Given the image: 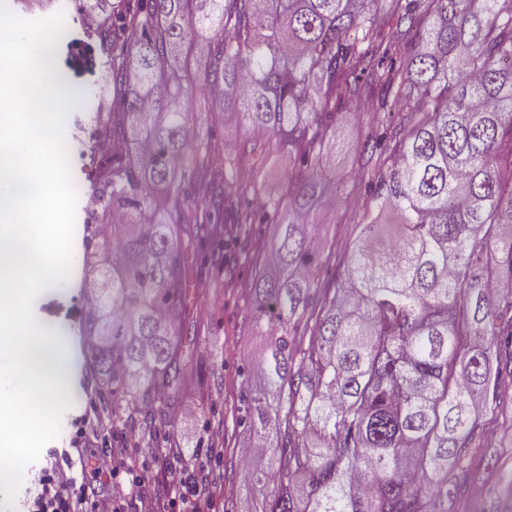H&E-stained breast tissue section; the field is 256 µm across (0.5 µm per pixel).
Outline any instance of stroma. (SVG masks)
Returning <instances> with one entry per match:
<instances>
[{"mask_svg":"<svg viewBox=\"0 0 512 512\" xmlns=\"http://www.w3.org/2000/svg\"><path fill=\"white\" fill-rule=\"evenodd\" d=\"M21 18L44 19L63 12L64 25L70 38L55 51L57 69L63 78L89 98L82 108L68 112L65 137L77 142L69 154L73 182L85 188L77 199L72 254L80 256L84 248V224L89 199L88 187L95 184L105 171V162L95 145L100 132L94 122L98 112L112 109L111 68L101 52L94 29L88 28L81 13L75 11L72 0H0ZM210 96L198 93L188 101L195 110V138L221 141L222 157H239L235 169L238 178L247 180L255 173L264 176L262 200L282 199L290 179L299 177L302 170L288 155L266 157L261 165L243 158L242 146L251 140L247 128L230 131L224 125L222 107L204 109ZM374 115L344 105L338 121L355 148L338 156L327 173L332 186L324 206L313 219L315 235L343 254L356 235L355 224L368 199L362 174L369 169L366 155L357 150V143L374 132ZM262 200H249L254 211H261ZM276 236L275 224L256 227L255 241L227 245L231 256L229 269L211 265L199 266L192 279L199 288L185 309L179 312L176 326L181 331L192 360L186 367L188 381L180 395L179 407L194 406L196 414L187 420L173 423L158 422L155 429L145 430L138 416L115 409L111 395L103 388L96 373L71 372L66 376L68 387H82L84 399L72 404L61 419L59 436L46 444L37 463L29 472L49 466L75 445L84 422L97 424L100 437L109 446L129 449L133 474L143 482L135 493L127 496L125 512H141V500L146 496L162 495L170 464L189 468L205 462L204 450L211 444L212 434H219L223 452L219 459L209 462L218 486L224 490L219 498L220 512H263L272 493L271 486L252 481L238 467L240 448L254 439L243 423L242 397L247 385V368L260 360L268 339L252 329L248 312L253 306L251 282L256 270L255 242L272 245ZM86 289L79 285L51 288L43 292L34 304V314L40 323L65 322L79 326L87 316ZM490 445L476 449L472 458L475 479L472 490L459 495L450 512H490L507 493L503 473L512 472V429L491 424Z\"/></svg>","mask_w":512,"mask_h":512,"instance_id":"35a3bbf8","label":"stroma"}]
</instances>
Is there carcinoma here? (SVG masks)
I'll list each match as a JSON object with an SVG mask.
<instances>
[{
	"instance_id": "1",
	"label": "carcinoma",
	"mask_w": 512,
	"mask_h": 512,
	"mask_svg": "<svg viewBox=\"0 0 512 512\" xmlns=\"http://www.w3.org/2000/svg\"><path fill=\"white\" fill-rule=\"evenodd\" d=\"M388 15L392 35L375 0H117L99 18L112 111L95 221L112 255L84 242L95 306L82 334L102 341L79 364L109 376L117 406L150 427L183 388L184 341L165 316L186 303L187 225L223 244L258 223L243 202L262 182L235 177L234 158L213 168L211 141L190 149L198 45L224 111L309 171L288 204L265 203L275 269L251 284L269 343L243 421L276 429L258 440L275 469L247 468L273 485L268 512H448L512 407V0H389ZM361 96L397 119L362 143L370 200L334 259L309 224L336 109ZM392 209L403 222L386 242L378 216Z\"/></svg>"
}]
</instances>
